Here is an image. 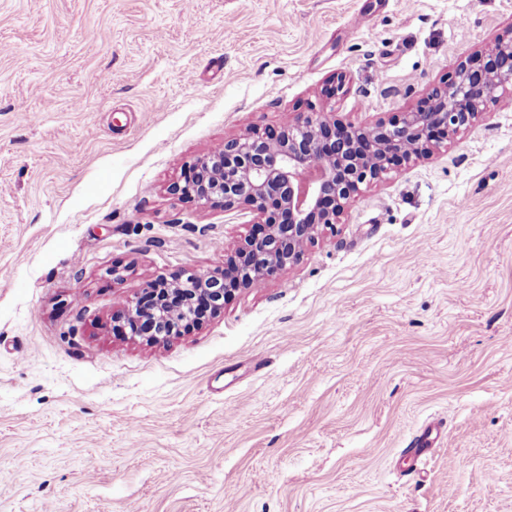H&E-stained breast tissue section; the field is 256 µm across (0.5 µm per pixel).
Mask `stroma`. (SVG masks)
<instances>
[{"label": "stroma", "instance_id": "1", "mask_svg": "<svg viewBox=\"0 0 512 512\" xmlns=\"http://www.w3.org/2000/svg\"><path fill=\"white\" fill-rule=\"evenodd\" d=\"M510 40L512 0H0V512H512V93L265 287L118 331L258 220L170 193L198 158ZM434 429H424L419 433L414 434L402 448L401 454L407 463H410L406 472L411 473L415 470V466L422 459L426 458L432 452V448L438 437V432L435 436Z\"/></svg>", "mask_w": 512, "mask_h": 512}]
</instances>
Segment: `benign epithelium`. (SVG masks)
Masks as SVG:
<instances>
[{
  "label": "benign epithelium",
  "mask_w": 512,
  "mask_h": 512,
  "mask_svg": "<svg viewBox=\"0 0 512 512\" xmlns=\"http://www.w3.org/2000/svg\"><path fill=\"white\" fill-rule=\"evenodd\" d=\"M512 87V41L500 43L480 62L465 61L455 76L428 91L424 110H409L392 125L330 124L321 117H297L267 134L239 136L199 159L171 192L190 195L226 211L247 206L263 215L224 262V273L175 277L149 314L165 336L192 314L193 297L203 294L224 307L227 295L256 289L296 264L322 228L336 224L344 204L360 185L380 178L404 157H427L440 134L468 126L500 91ZM142 305L127 310L125 328L140 335Z\"/></svg>",
  "instance_id": "benign-epithelium-1"
}]
</instances>
